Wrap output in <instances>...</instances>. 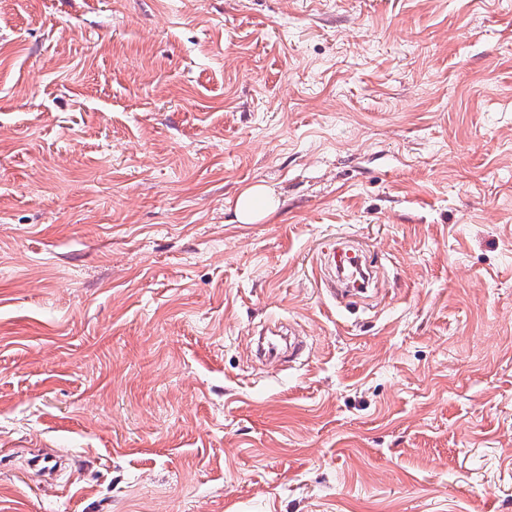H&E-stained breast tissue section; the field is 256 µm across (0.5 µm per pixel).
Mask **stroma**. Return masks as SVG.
<instances>
[{"instance_id":"35a3bbf8","label":"stroma","mask_w":512,"mask_h":512,"mask_svg":"<svg viewBox=\"0 0 512 512\" xmlns=\"http://www.w3.org/2000/svg\"><path fill=\"white\" fill-rule=\"evenodd\" d=\"M0 512H512V0H0ZM275 208L268 189L260 184L244 189L235 202L236 217L242 224H253L274 212ZM327 264L331 273H325L323 269H321L322 275H320L323 282L327 285V289L331 295V297L335 300H345L349 299L352 296L360 297L363 294H366L365 291L353 290L351 288H346L343 286V283L340 279H336V250L329 254ZM334 268V269H333ZM67 460L60 458L53 453H42L28 462L30 469L35 470L37 475L45 481H53L65 469Z\"/></svg>"}]
</instances>
